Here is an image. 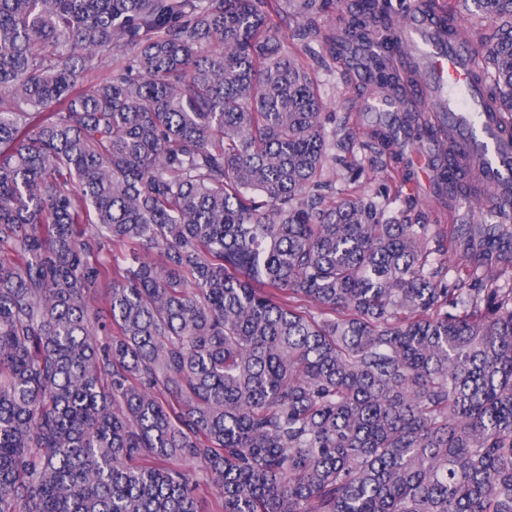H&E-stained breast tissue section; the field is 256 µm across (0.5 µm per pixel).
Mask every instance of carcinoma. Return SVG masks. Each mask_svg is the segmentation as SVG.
I'll return each instance as SVG.
<instances>
[{"mask_svg": "<svg viewBox=\"0 0 512 512\" xmlns=\"http://www.w3.org/2000/svg\"><path fill=\"white\" fill-rule=\"evenodd\" d=\"M318 2L0 0V512H200L183 461L211 512H512V224L425 103L400 121L456 236L336 188L365 169L310 76ZM472 3L511 113L512 0ZM401 21L347 4L379 96L419 79ZM361 147L410 179L385 127Z\"/></svg>", "mask_w": 512, "mask_h": 512, "instance_id": "obj_1", "label": "carcinoma"}]
</instances>
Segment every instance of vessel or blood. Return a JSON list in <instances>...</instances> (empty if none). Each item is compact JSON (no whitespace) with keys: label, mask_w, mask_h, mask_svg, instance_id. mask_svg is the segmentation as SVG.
<instances>
[{"label":"vessel or blood","mask_w":512,"mask_h":512,"mask_svg":"<svg viewBox=\"0 0 512 512\" xmlns=\"http://www.w3.org/2000/svg\"><path fill=\"white\" fill-rule=\"evenodd\" d=\"M397 39L423 60L426 89L463 88L470 98L479 92L471 86L476 55L467 48L463 35L446 36L434 13L411 7ZM462 104L444 109L443 117L457 138L480 160L484 181L492 186L512 180V122L500 114L483 116L471 126L462 114Z\"/></svg>","instance_id":"b4317fda"}]
</instances>
